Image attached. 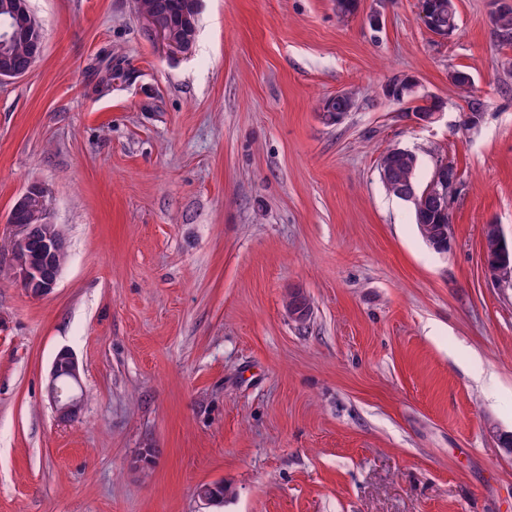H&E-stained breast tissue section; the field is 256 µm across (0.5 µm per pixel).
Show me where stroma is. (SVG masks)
<instances>
[{"label":"stroma","instance_id":"1","mask_svg":"<svg viewBox=\"0 0 512 512\" xmlns=\"http://www.w3.org/2000/svg\"><path fill=\"white\" fill-rule=\"evenodd\" d=\"M455 4L441 41L417 0H200L180 53L134 0H30L43 55L0 82V512H512V288L482 243L512 239V45L498 0ZM396 77L438 122L387 97ZM393 147L421 181L457 169L448 253L381 182ZM35 183L67 238L40 297L7 222ZM63 349L69 422L46 394ZM214 483L223 502L198 497ZM492 33L500 45L512 44V7L502 10L497 7L491 17ZM450 74H455L450 81L458 89L461 98L465 101L469 112H483L484 103L473 93V83L471 75L462 70H454ZM67 380L75 386L68 395H62L59 383ZM80 381V369L76 356L67 349L59 351L53 361L46 387L48 399L59 420L74 418L82 407V394L77 391Z\"/></svg>","mask_w":512,"mask_h":512}]
</instances>
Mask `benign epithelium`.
Returning <instances> with one entry per match:
<instances>
[{
	"instance_id": "1",
	"label": "benign epithelium",
	"mask_w": 512,
	"mask_h": 512,
	"mask_svg": "<svg viewBox=\"0 0 512 512\" xmlns=\"http://www.w3.org/2000/svg\"><path fill=\"white\" fill-rule=\"evenodd\" d=\"M146 25L160 38L170 50L185 52L189 43H177L170 39L167 32L158 26L154 18L143 17ZM44 43L39 39L31 41L28 63L25 68L16 70L6 68L0 71V80L14 79L28 74L42 57ZM461 183L456 169L447 161H439L437 175L434 179L432 197L434 203L445 208L451 205V199L460 188ZM38 205L42 208V219L37 224L18 225V235L13 243L14 277L28 293L44 296L55 288L60 271V258L65 253L66 243L50 235L44 190L33 184L17 199L12 207L8 223H16L19 212ZM490 280L500 286H512V264L503 261L489 270ZM67 380L79 386L80 369L76 356L69 350L59 351L53 361L46 387L48 399L62 421L74 418L82 407V395L74 390L68 395L62 394L59 383Z\"/></svg>"
}]
</instances>
